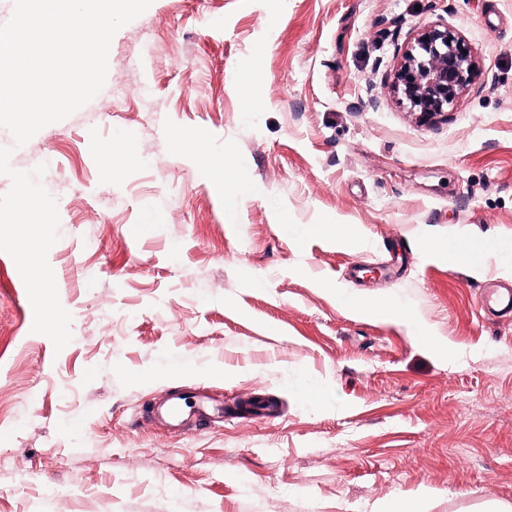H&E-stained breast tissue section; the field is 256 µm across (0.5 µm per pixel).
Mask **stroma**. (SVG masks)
I'll return each instance as SVG.
<instances>
[{
    "instance_id": "1",
    "label": "stroma",
    "mask_w": 512,
    "mask_h": 512,
    "mask_svg": "<svg viewBox=\"0 0 512 512\" xmlns=\"http://www.w3.org/2000/svg\"><path fill=\"white\" fill-rule=\"evenodd\" d=\"M280 2L153 0L89 103L19 148L0 127L15 170L46 168L72 316L55 350L0 252V512L512 504V319L477 305L495 265L444 248L512 238V0ZM436 24L476 70L426 124L392 79ZM116 139L135 162L112 182ZM181 140L232 156L247 191ZM174 392L229 414L147 415Z\"/></svg>"
}]
</instances>
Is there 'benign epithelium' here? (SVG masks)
<instances>
[{
  "instance_id": "1",
  "label": "benign epithelium",
  "mask_w": 512,
  "mask_h": 512,
  "mask_svg": "<svg viewBox=\"0 0 512 512\" xmlns=\"http://www.w3.org/2000/svg\"><path fill=\"white\" fill-rule=\"evenodd\" d=\"M475 65L469 45L446 25L424 29L405 53L393 85L423 122L448 112L471 82Z\"/></svg>"
}]
</instances>
